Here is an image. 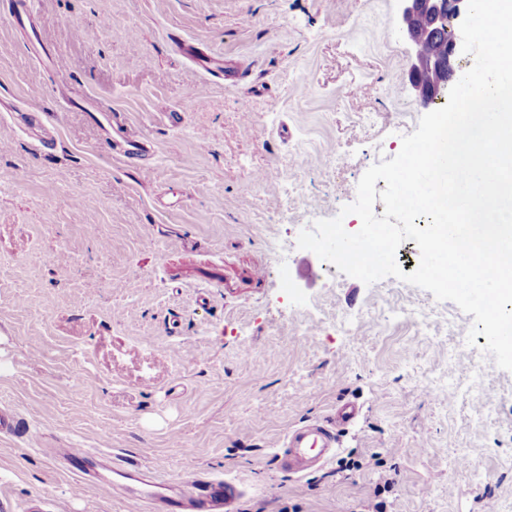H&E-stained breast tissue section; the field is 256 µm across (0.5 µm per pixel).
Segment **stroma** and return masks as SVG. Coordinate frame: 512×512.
Returning <instances> with one entry per match:
<instances>
[{
  "label": "stroma",
  "mask_w": 512,
  "mask_h": 512,
  "mask_svg": "<svg viewBox=\"0 0 512 512\" xmlns=\"http://www.w3.org/2000/svg\"><path fill=\"white\" fill-rule=\"evenodd\" d=\"M401 7L34 0L24 25L0 12V104L54 113L57 141L0 127V406L29 424L0 436V512L35 496L44 512H149L75 489L58 448L171 485L233 481L238 512H366L387 479L385 512H512V372L485 336L463 344L472 316L297 246L425 113ZM100 106L147 142L150 177L113 150ZM473 365L486 392L449 393ZM346 402L359 414L335 457L280 470L288 428Z\"/></svg>",
  "instance_id": "obj_1"
}]
</instances>
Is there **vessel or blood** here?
<instances>
[{
  "mask_svg": "<svg viewBox=\"0 0 512 512\" xmlns=\"http://www.w3.org/2000/svg\"><path fill=\"white\" fill-rule=\"evenodd\" d=\"M117 147L122 155L139 159V170L150 175L153 165L142 138L127 130H120ZM358 413L355 404L345 403L337 408L329 421L302 422L289 427L278 455L282 471L296 476L311 473L329 462L336 454L337 433L340 427L353 420ZM116 474L125 481L138 484L140 501L148 504L151 512H236L239 493L236 487L221 478L192 475L172 494L163 490L161 482L139 462L129 460L119 464Z\"/></svg>",
  "mask_w": 512,
  "mask_h": 512,
  "instance_id": "b4317fda",
  "label": "vessel or blood"
}]
</instances>
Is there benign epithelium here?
Returning <instances> with one entry per match:
<instances>
[{"instance_id": "obj_1", "label": "benign epithelium", "mask_w": 512, "mask_h": 512, "mask_svg": "<svg viewBox=\"0 0 512 512\" xmlns=\"http://www.w3.org/2000/svg\"><path fill=\"white\" fill-rule=\"evenodd\" d=\"M401 28L412 52L409 55L411 86L420 104L429 107L439 91L456 79V60L462 48L457 21L467 13V0H403ZM442 43L436 55L420 47L427 41Z\"/></svg>"}]
</instances>
